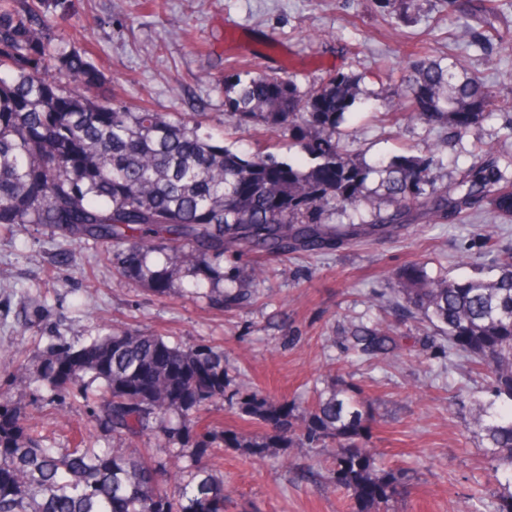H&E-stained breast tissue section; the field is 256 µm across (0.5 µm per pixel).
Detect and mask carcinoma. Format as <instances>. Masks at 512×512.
Returning a JSON list of instances; mask_svg holds the SVG:
<instances>
[{
    "label": "carcinoma",
    "mask_w": 512,
    "mask_h": 512,
    "mask_svg": "<svg viewBox=\"0 0 512 512\" xmlns=\"http://www.w3.org/2000/svg\"><path fill=\"white\" fill-rule=\"evenodd\" d=\"M64 5L0 0V229L31 224L75 242L91 239L116 250L121 273L156 294L187 272L196 286L212 285L215 305L228 307L245 293L219 288L226 254L318 251L484 205L512 218V159L486 152L449 184L438 183L432 156L364 164L339 131L356 102L353 79L342 72L309 90L271 74L239 78L225 100L236 124L288 132L311 160L307 167L278 159L268 146L244 155L224 145L206 131L203 112L99 102L89 92L101 71L45 21L49 9ZM417 56L395 91L407 120H443L461 137L487 116L512 112V99L475 76L456 75V63L430 57L423 46ZM373 173L382 179L368 193ZM336 210L346 221L326 223L323 215ZM494 271L434 277L411 263L394 298L446 337L448 349L485 368L492 395L512 404V252L498 256ZM352 337L364 353L402 357L389 329L361 325ZM223 358L209 346L183 347L141 331L107 330L80 347L51 349L36 374L52 393L77 390L114 444L94 448L82 439L49 448L0 393V512H224V479L207 461L214 445L257 455L307 440L337 444L331 481L352 492L358 512H380L398 476L377 473L372 449L359 443L363 403L349 387L319 397L295 421L288 408L244 388L245 414L272 425L273 435L253 442L215 427L196 431L193 415L224 398ZM86 376L102 391L81 385ZM172 412L175 423L166 420ZM474 424L485 431L488 453L511 468L512 408L492 424L477 415ZM158 427L172 457L189 461L173 474L175 499L159 480L166 466L125 447Z\"/></svg>",
    "instance_id": "carcinoma-1"
}]
</instances>
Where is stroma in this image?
<instances>
[{
  "label": "stroma",
  "instance_id": "obj_1",
  "mask_svg": "<svg viewBox=\"0 0 512 512\" xmlns=\"http://www.w3.org/2000/svg\"><path fill=\"white\" fill-rule=\"evenodd\" d=\"M467 0H70L68 13H47L60 34L85 48L104 78L102 99L157 112H203L225 145L250 152L257 133L236 126L224 110L233 75L277 72L307 89L330 71L353 77L355 106L347 125L369 165L411 153L435 155L440 181L460 178L478 148L512 153V112H498L462 138L439 122L410 123L392 115L395 82L422 44L443 61L459 60L502 96L512 97V43L462 38L487 24L512 31V0L491 22L468 15ZM512 250V221L484 210L438 224L414 222L329 251L286 257L249 253L224 258L225 275H247L248 295L230 308L190 293L191 278L157 295L120 277L112 255L94 242L75 243L45 230L0 231V392L24 422L44 426L48 444L72 445L88 429L97 446L111 439L72 393L51 395L36 375L15 382L19 363L36 365L62 343L85 344L103 327L147 329L186 346L224 351L222 400L199 414V427L219 426L245 438L271 435L245 416L238 389L258 391L301 414L340 377L359 393L369 416L361 442L385 469L403 476L389 512H496L512 471L497 468L473 421L493 400L490 380L449 351L429 323L391 305L402 269L415 261L462 279L489 270ZM393 324L403 357L387 361L352 348L354 326ZM224 477V512H354L347 491L325 478L322 446L281 448L250 459L238 449L214 458Z\"/></svg>",
  "mask_w": 512,
  "mask_h": 512
}]
</instances>
